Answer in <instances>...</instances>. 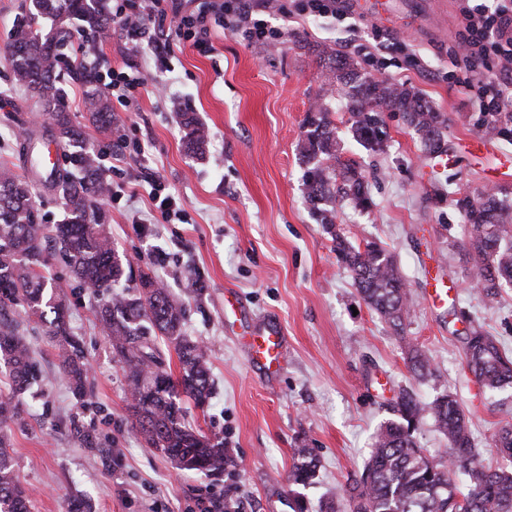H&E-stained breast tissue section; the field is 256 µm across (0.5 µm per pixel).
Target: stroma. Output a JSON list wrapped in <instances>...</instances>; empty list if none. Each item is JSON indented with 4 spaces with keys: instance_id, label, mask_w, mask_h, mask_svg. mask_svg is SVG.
<instances>
[{
    "instance_id": "obj_1",
    "label": "stroma",
    "mask_w": 512,
    "mask_h": 512,
    "mask_svg": "<svg viewBox=\"0 0 512 512\" xmlns=\"http://www.w3.org/2000/svg\"><path fill=\"white\" fill-rule=\"evenodd\" d=\"M380 2L375 23L391 18V34L408 46L380 63L365 54L374 43L372 32H365L356 68L365 77L385 69L388 81L414 89L446 115L453 164L452 184L426 176L430 162L421 141L397 112L386 115L382 149L364 148L348 130L343 98L332 100L338 158L363 172L373 201L366 210L337 202L336 228L351 244L374 241L393 255L414 299L402 340L361 300L306 197L299 142L327 75L320 50L345 47L354 38L343 22L275 14L268 21L283 32L280 43L250 45L220 33L212 55L177 49L165 99L153 93L149 50L111 35L87 53V63L102 71L133 65L149 82L131 111L115 108L108 133L89 122L81 82L62 73L67 112L88 144L107 155L119 140L141 147L108 176L117 199L104 203L106 230L133 274L149 273L185 305L183 330L208 348L214 380L209 405L188 407L187 417L206 436L223 440L239 466L218 478L186 474L146 445L130 424L123 372L88 295L54 254L46 276L70 307L90 372L86 397H76L60 375L56 348L41 328L29 325L27 341L42 380L23 397L26 421L13 427L11 451L32 512H67L76 497L90 500L95 512H205L223 503L229 484L238 489L241 512H293L288 474L301 444L321 462L303 496L315 508L336 503L340 488L363 468L374 435L391 416L386 403L402 386L424 400L457 392L483 464H495L491 442L512 423V387L485 395L464 384L457 333L481 325L512 354V288L491 304L470 288L468 258L457 246L467 229L452 196L496 185L512 201V179H498L512 161V144L484 135L448 73L457 7L448 10L446 31L425 34L416 26L422 0ZM28 4L0 0V164L30 176L46 174L64 152L48 140L49 117L12 82L9 35ZM184 111L209 132L204 153L185 146ZM152 180L181 205V218L134 223V211L150 210ZM133 190L138 202L130 208L125 198ZM439 278L450 288L456 316L432 304ZM273 324L286 345L282 369L271 379L250 364L241 337ZM409 341L430 357L433 377L420 381L410 372Z\"/></svg>"
}]
</instances>
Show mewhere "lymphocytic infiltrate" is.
Returning a JSON list of instances; mask_svg holds the SVG:
<instances>
[{"label":"lymphocytic infiltrate","instance_id":"1","mask_svg":"<svg viewBox=\"0 0 512 512\" xmlns=\"http://www.w3.org/2000/svg\"><path fill=\"white\" fill-rule=\"evenodd\" d=\"M287 0H112L113 28L132 48L148 46L155 71L168 70L173 44L199 54L214 50L212 27L268 45L281 33L269 25L273 13H288ZM460 28L448 48L474 110L512 113V0H459ZM171 20L166 33L156 22Z\"/></svg>","mask_w":512,"mask_h":512}]
</instances>
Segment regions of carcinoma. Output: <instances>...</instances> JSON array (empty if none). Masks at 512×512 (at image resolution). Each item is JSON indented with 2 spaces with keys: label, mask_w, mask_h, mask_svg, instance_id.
<instances>
[{
  "label": "carcinoma",
  "mask_w": 512,
  "mask_h": 512,
  "mask_svg": "<svg viewBox=\"0 0 512 512\" xmlns=\"http://www.w3.org/2000/svg\"><path fill=\"white\" fill-rule=\"evenodd\" d=\"M41 16L53 27L41 33L31 18ZM82 23L86 37L109 32L112 19L106 0H30L28 13L15 25L10 56L15 84L32 92L52 119L51 136L66 150L70 166L50 169L38 182L0 165V367L8 369L9 392L0 391V512H30V503L17 477L11 444L4 429L24 422L21 395L37 381L30 358L24 321L41 325L59 351L60 369L73 392L87 393L89 368L70 323L69 309L47 290L45 271L48 251L44 224L35 208L39 186L62 196L66 217L54 225L53 247L71 268L77 287L89 293L104 336L118 357L130 393L135 426L147 445L163 453L177 469L188 473L221 475L236 468L224 451V442L192 427L183 412L181 396L203 408L212 394L210 356L204 345L184 336L185 308L167 288L142 273L138 283L130 276L105 231L106 215L99 205L106 186L99 175L100 157L75 128L64 106L59 68L65 64L62 46L70 38L68 21ZM329 78L321 102L304 124L300 144L306 162L304 181L308 202L316 220L335 224L334 203L349 200L356 207L371 206L363 173L354 165L336 169L328 165L336 157V126L328 99L346 88L345 109L353 139L366 148L382 147L386 136L385 112H401L419 135L423 149L433 159L449 155L444 139L446 118L435 112L420 95L386 80L362 77L350 54L340 49L322 50ZM71 69L87 87L90 121L103 131L112 130L113 113L107 96L98 87L97 72L74 62ZM187 148L203 151L208 134L188 113H183ZM485 135L496 141H512V115L489 119L478 116ZM468 227L461 249L471 258L468 278L486 300L500 289L512 287V205L489 191L455 200ZM336 253L353 275L357 292L402 338L413 306V295L400 275L393 256L375 242L352 245L334 235ZM172 345L180 363L173 378L158 347V340ZM463 369L484 392L495 393L512 385V357L481 327L470 325L460 336ZM406 360L414 375L425 379L434 368L425 352L407 344ZM393 418L384 422L374 439L360 475L341 489L342 510L326 512H454L459 488L452 475L469 478L463 498L466 512H512V428L493 436L501 461L495 469L479 463L481 451L474 443L469 419L453 392L423 401L413 388L400 387L388 401ZM431 419L448 442V458L438 460L422 448L414 432ZM318 459L311 448L293 449L288 475L295 512H308L298 488L315 482Z\"/></svg>",
  "instance_id": "cac0c4a2"
}]
</instances>
